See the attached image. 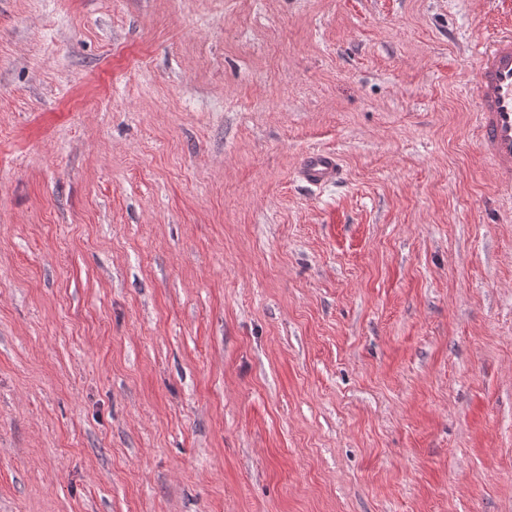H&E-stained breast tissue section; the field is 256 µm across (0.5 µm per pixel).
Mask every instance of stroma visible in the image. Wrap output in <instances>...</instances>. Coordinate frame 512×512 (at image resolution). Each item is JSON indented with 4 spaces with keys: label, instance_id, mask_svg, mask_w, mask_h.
Listing matches in <instances>:
<instances>
[{
    "label": "stroma",
    "instance_id": "stroma-1",
    "mask_svg": "<svg viewBox=\"0 0 512 512\" xmlns=\"http://www.w3.org/2000/svg\"><path fill=\"white\" fill-rule=\"evenodd\" d=\"M508 29L0 0V512H512V190L471 116ZM300 171L305 181L315 186L333 185L340 177L338 158L333 153L307 154L300 165Z\"/></svg>",
    "mask_w": 512,
    "mask_h": 512
}]
</instances>
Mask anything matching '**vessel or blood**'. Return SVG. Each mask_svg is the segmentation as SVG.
I'll use <instances>...</instances> for the list:
<instances>
[{
	"mask_svg": "<svg viewBox=\"0 0 512 512\" xmlns=\"http://www.w3.org/2000/svg\"><path fill=\"white\" fill-rule=\"evenodd\" d=\"M475 126L478 145L499 183L512 189V34L503 33L477 49ZM300 171L309 184L329 186L340 177L332 153L307 154Z\"/></svg>",
	"mask_w": 512,
	"mask_h": 512,
	"instance_id": "1",
	"label": "vessel or blood"
}]
</instances>
